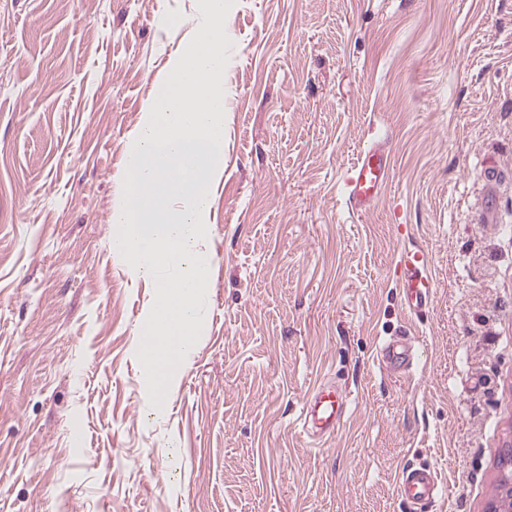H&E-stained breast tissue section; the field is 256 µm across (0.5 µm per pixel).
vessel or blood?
<instances>
[{"label":"vessel or blood","mask_w":512,"mask_h":512,"mask_svg":"<svg viewBox=\"0 0 512 512\" xmlns=\"http://www.w3.org/2000/svg\"><path fill=\"white\" fill-rule=\"evenodd\" d=\"M390 172V158L380 145L363 149L349 176L345 189L352 212L366 211L377 198ZM399 278L410 314L421 313L431 302L433 284L427 273L428 255L420 248L402 250L397 262ZM381 357L394 368H408L410 358L403 339L387 342ZM303 430L311 436L334 431L344 415V403L335 388L325 387L307 399L304 407ZM399 489L403 499L420 508L433 502L440 493V486L432 468L407 465L399 477Z\"/></svg>","instance_id":"1"}]
</instances>
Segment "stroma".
I'll use <instances>...</instances> for the list:
<instances>
[{
  "label": "stroma",
  "mask_w": 512,
  "mask_h": 512,
  "mask_svg": "<svg viewBox=\"0 0 512 512\" xmlns=\"http://www.w3.org/2000/svg\"><path fill=\"white\" fill-rule=\"evenodd\" d=\"M195 0H0V512H487L512 447V0H236L200 342L162 410L112 252ZM385 139L365 212L344 182ZM433 301L403 308L400 251ZM405 336L408 370L380 350ZM323 383L347 401L298 426ZM428 262L427 253L421 248H405L398 257L399 278L411 315L421 313L432 300L433 284L427 274ZM302 429L309 436L334 431L344 415V403L334 387H325L307 399L304 407ZM398 484L403 499L417 509L433 502L440 493L433 469L420 464L407 465L400 474Z\"/></svg>",
  "instance_id": "1"
}]
</instances>
